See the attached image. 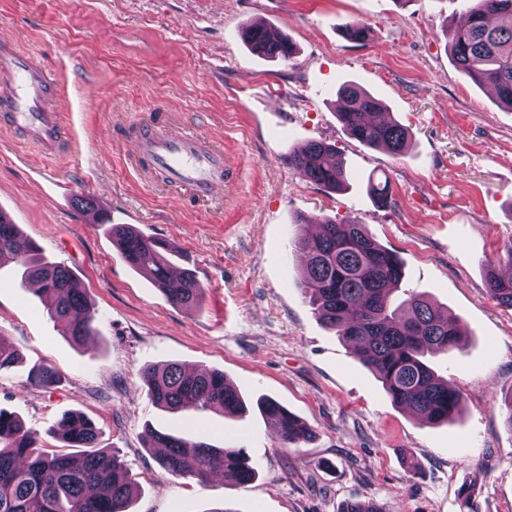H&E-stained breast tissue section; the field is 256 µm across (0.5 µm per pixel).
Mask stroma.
I'll use <instances>...</instances> for the list:
<instances>
[{"mask_svg":"<svg viewBox=\"0 0 512 512\" xmlns=\"http://www.w3.org/2000/svg\"><path fill=\"white\" fill-rule=\"evenodd\" d=\"M456 0H0V36L57 74L66 139L49 159L0 129V211L87 289L93 332L63 336L13 268L0 269V333L21 362L0 372V409L60 449L48 429L61 414L89 416L99 445L116 450L136 482L130 512H339L372 500L385 512H460L473 485L478 512H512V309L486 281L512 247V110L458 70L447 29ZM257 21L288 37L291 60L261 57L240 30ZM372 38H346V22ZM354 83L409 128L407 151L365 147L343 129L339 87ZM157 115L224 148L223 196L200 202L139 173L128 142L135 120ZM309 141L336 144L349 187L332 192L288 163ZM389 178L396 203L374 205L369 178ZM102 199L111 224L167 241L173 263L196 273L200 307L170 304L88 223L80 198ZM364 224L394 251L401 289L428 295L462 322L455 351L430 357L463 394L447 424L396 405L351 346L325 326L297 281L300 218ZM176 361L223 371L247 409L170 412L147 397L143 367ZM53 368L59 383L31 384ZM271 397L305 422L313 441L281 447L256 401ZM192 434L244 449L252 482L198 483L163 470L144 430ZM413 455L417 472L403 457Z\"/></svg>","mask_w":512,"mask_h":512,"instance_id":"1","label":"stroma"}]
</instances>
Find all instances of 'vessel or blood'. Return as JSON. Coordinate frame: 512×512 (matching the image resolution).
<instances>
[{
  "mask_svg": "<svg viewBox=\"0 0 512 512\" xmlns=\"http://www.w3.org/2000/svg\"><path fill=\"white\" fill-rule=\"evenodd\" d=\"M60 94L46 65L13 41L0 40L1 128L20 129L45 155H55L62 141ZM134 147L141 170L187 186L198 200H209L224 187V150L201 136L150 118L140 123Z\"/></svg>",
  "mask_w": 512,
  "mask_h": 512,
  "instance_id": "1",
  "label": "vessel or blood"
}]
</instances>
